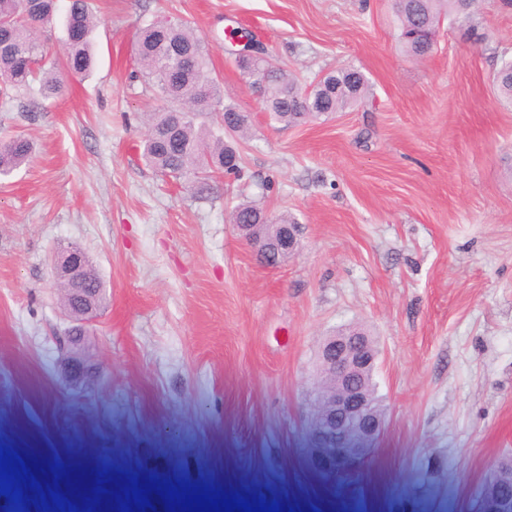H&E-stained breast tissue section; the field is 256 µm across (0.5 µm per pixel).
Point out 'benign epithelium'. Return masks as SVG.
Returning <instances> with one entry per match:
<instances>
[{
    "label": "benign epithelium",
    "mask_w": 512,
    "mask_h": 512,
    "mask_svg": "<svg viewBox=\"0 0 512 512\" xmlns=\"http://www.w3.org/2000/svg\"><path fill=\"white\" fill-rule=\"evenodd\" d=\"M243 239L265 261L286 258L299 244L301 225L284 224L272 243L256 232V225L233 221ZM87 262L84 252L76 249L60 250L54 255L53 280L71 292L70 316L76 327L67 333L69 352L62 366L63 380L71 387L85 383L91 371L90 360L83 352L85 326L97 309L98 288H76L74 272ZM377 349L371 337L358 330L335 333L324 341L320 355V370L336 382L333 392L319 397L314 431L320 440L336 445L350 446L359 453L370 451L373 442L383 430L384 417L372 412L370 396L358 385L360 375L375 366Z\"/></svg>",
    "instance_id": "benign-epithelium-1"
}]
</instances>
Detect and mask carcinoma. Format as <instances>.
<instances>
[{"label": "carcinoma", "instance_id": "obj_1", "mask_svg": "<svg viewBox=\"0 0 512 512\" xmlns=\"http://www.w3.org/2000/svg\"><path fill=\"white\" fill-rule=\"evenodd\" d=\"M477 0H397L393 3L399 22V37L407 54L418 59L433 49L441 18L472 14ZM57 0H0V91L27 93L37 72H42L39 92L56 95L63 87L62 72L83 75L93 65L90 35L98 19L86 0H71L65 16L67 31L64 70L57 64L44 67V48L37 32L48 25ZM186 51L179 57L175 49ZM139 65L147 83L170 106L152 112L144 139L146 163L164 177L180 179L193 174L206 180L215 174L241 172L237 147L224 143L213 128L241 138L250 132V116L236 104L225 103L212 68L209 50L194 31L182 24L146 25L139 35ZM242 80L260 84L265 108L272 120L286 126L310 118L328 117L360 104L369 93L365 75L354 68L329 72L314 83L310 96L297 101L296 78L263 55L238 60ZM498 94L512 102V60L502 64L493 77ZM32 143L24 137L0 141V175H8L26 163ZM232 215L244 222L268 219L270 224H294L286 213L274 214L250 202H241ZM495 481L512 496V461L498 466Z\"/></svg>", "mask_w": 512, "mask_h": 512}]
</instances>
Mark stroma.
Returning a JSON list of instances; mask_svg holds the SVG:
<instances>
[{"mask_svg":"<svg viewBox=\"0 0 512 512\" xmlns=\"http://www.w3.org/2000/svg\"><path fill=\"white\" fill-rule=\"evenodd\" d=\"M88 76L61 94L0 95V139L30 160L0 177V445L24 461L30 512L59 494L99 512L132 486H206L283 512H478L512 455V8L442 20L420 60L390 0H92ZM191 27L225 99L251 115L240 176L200 189L147 165L160 101L137 62L155 20ZM248 31L302 84L359 69L368 100L284 126L227 52ZM248 200L294 216L287 262L263 265L230 220ZM82 248L105 300L93 384L60 377L69 323L52 278ZM364 327L385 429L354 456L311 431L326 336ZM80 459L74 479L45 459Z\"/></svg>","mask_w":512,"mask_h":512,"instance_id":"35a3bbf8","label":"stroma"}]
</instances>
